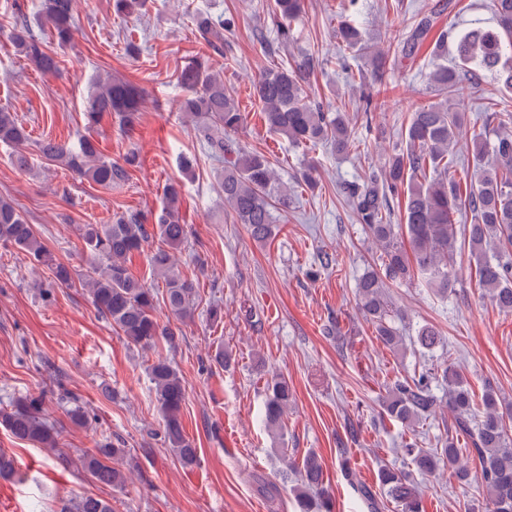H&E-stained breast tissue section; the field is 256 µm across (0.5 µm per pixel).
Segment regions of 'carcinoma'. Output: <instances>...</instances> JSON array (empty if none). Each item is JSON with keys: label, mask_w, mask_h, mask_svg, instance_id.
I'll return each instance as SVG.
<instances>
[{"label": "carcinoma", "mask_w": 512, "mask_h": 512, "mask_svg": "<svg viewBox=\"0 0 512 512\" xmlns=\"http://www.w3.org/2000/svg\"><path fill=\"white\" fill-rule=\"evenodd\" d=\"M76 0H41L40 21L57 45L65 47L74 39ZM146 0H113L118 15L142 10ZM303 0H273L276 38L286 44L292 38V23L301 14ZM496 26L462 29L451 35L458 63L450 67L441 62L439 46L432 54L435 67L429 75L438 92V101L413 112L405 129L406 148L387 155L378 168L371 166L357 180L341 186L358 223L382 248L379 266H368L358 281L359 307L384 346L395 349L402 343L392 326L401 310L387 298V288L412 281L421 275L428 287L440 295L448 294L457 281L455 255L457 243L467 245L475 261V277L491 303L502 313L512 314V113L496 112L494 138L484 132L464 131L461 103L486 72L492 73L506 93H512V0H490ZM195 32L207 53L190 60L180 71L184 95L178 109L192 118L196 137L216 161L224 164L219 188L224 207L249 236L264 243L276 223L274 211L288 212V187L282 184L267 157L249 151L233 135L243 128L246 115L224 87L223 72L213 62L224 58V32L234 19L217 18L198 11L193 15ZM433 26L430 16L422 17L411 34L397 44L395 53L414 54ZM445 34L440 40L449 37ZM7 39L19 56L36 70H59L56 54L31 33L23 14H18ZM336 39L346 49L365 52L362 29L338 13ZM318 60L301 54L287 66L266 68L252 79L250 91L260 106L269 132L286 137L295 147L312 148L329 143L336 155L344 156L355 148V126L360 113L326 112L312 99L310 76ZM145 91L126 80L108 75L89 90L84 116L89 128L106 116L114 117L120 129L129 131L139 123ZM28 134L14 113L0 109V143L13 149L11 162L20 171L28 169L25 151ZM464 145L471 154L473 171L456 177L462 164L456 147ZM42 156L61 164L74 175L106 190L124 185L130 171L140 166L138 152L131 150L114 162L101 154L89 136L75 143L52 138L38 143ZM181 185L170 181L164 189V203L155 222L140 212H125L109 224H83L79 236L85 249L98 259L74 282L70 266L62 262L37 235L34 225L13 200L0 197V244L26 252L37 264L47 268L52 284L80 285L92 303L115 331L143 350L157 351L146 371L153 385L162 421L163 442L184 468L198 464V449L185 435L182 411L187 390L179 371L160 348L174 350L179 344L176 329L162 323L156 315L163 304L177 320L191 317L200 299L193 281L175 271V252L187 239V225L180 213ZM404 200L399 222H394L392 202ZM471 214V222L457 227V216ZM157 244L150 254L155 277L164 282L160 290L152 283L133 276L127 259L152 239ZM416 342L434 351L443 343L439 330L430 324L417 329ZM441 384L439 397L433 384ZM263 410L266 428L283 435L285 416L293 394L288 380L274 375L266 383ZM58 402L66 405L70 423L89 428L99 423L90 415L81 396L61 387ZM383 413L390 419L413 426L444 411L452 420L454 435L438 440L435 448L410 443L404 448L414 469L434 475L448 469L454 480L467 485L472 479L468 462L479 466L489 512H512V434L508 421L512 408H501L496 390L487 387L481 402H476L463 373L453 365L424 367L417 375L396 379L381 400ZM0 426L14 438L36 444L56 454L60 432L46 413L45 395L11 398L0 407ZM131 449L119 448L112 434L102 433L94 450H84L67 463L86 472L96 483L121 490L127 478L118 465L130 456ZM298 474L293 491L300 512H333L334 495L324 484L321 458L313 451L301 462H291ZM346 480L369 512H379L377 492L394 503L398 512H424L422 490L411 474L383 465L378 469L379 490L356 481L347 461H342ZM60 512H114L109 501L94 495L72 499Z\"/></svg>", "instance_id": "carcinoma-1"}]
</instances>
